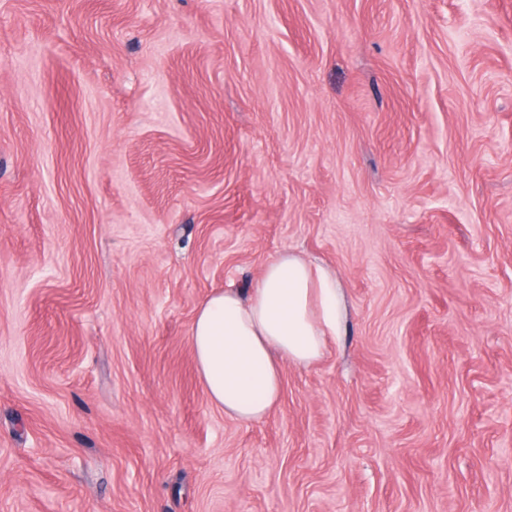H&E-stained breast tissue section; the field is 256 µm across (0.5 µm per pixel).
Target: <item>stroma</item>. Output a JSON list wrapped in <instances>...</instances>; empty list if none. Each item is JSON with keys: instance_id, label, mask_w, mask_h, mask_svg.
Listing matches in <instances>:
<instances>
[{"instance_id": "35a3bbf8", "label": "stroma", "mask_w": 512, "mask_h": 512, "mask_svg": "<svg viewBox=\"0 0 512 512\" xmlns=\"http://www.w3.org/2000/svg\"><path fill=\"white\" fill-rule=\"evenodd\" d=\"M286 248L345 334L240 423ZM0 512H512V0H0ZM345 323L336 274L302 253H278L248 288L212 293L196 312L190 339L208 402L241 423L266 418L285 364L320 360Z\"/></svg>"}]
</instances>
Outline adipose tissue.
Wrapping results in <instances>:
<instances>
[{
  "label": "adipose tissue",
  "mask_w": 512,
  "mask_h": 512,
  "mask_svg": "<svg viewBox=\"0 0 512 512\" xmlns=\"http://www.w3.org/2000/svg\"><path fill=\"white\" fill-rule=\"evenodd\" d=\"M345 323L335 273L301 253H278L249 287L212 293L196 312L190 339L208 402L241 423L266 418L285 364L320 360Z\"/></svg>",
  "instance_id": "ef3b65f1"
}]
</instances>
